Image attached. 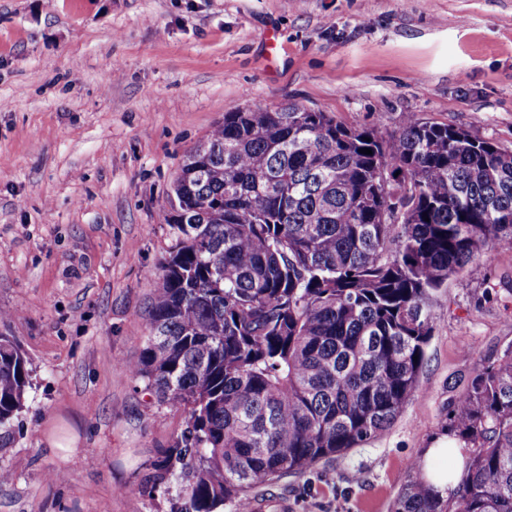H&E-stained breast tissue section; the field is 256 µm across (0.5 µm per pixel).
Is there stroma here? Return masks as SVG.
Instances as JSON below:
<instances>
[{
	"mask_svg": "<svg viewBox=\"0 0 512 512\" xmlns=\"http://www.w3.org/2000/svg\"><path fill=\"white\" fill-rule=\"evenodd\" d=\"M291 104L383 137L412 112L512 150V0H0V334L30 370L0 512H172L176 482L152 478L183 413L125 368L174 244L161 215L227 109ZM432 311L394 424L282 477L265 512H391L448 436L455 383L512 344V252Z\"/></svg>",
	"mask_w": 512,
	"mask_h": 512,
	"instance_id": "35a3bbf8",
	"label": "stroma"
}]
</instances>
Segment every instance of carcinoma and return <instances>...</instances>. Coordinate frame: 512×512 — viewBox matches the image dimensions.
<instances>
[{
	"label": "carcinoma",
	"mask_w": 512,
	"mask_h": 512,
	"mask_svg": "<svg viewBox=\"0 0 512 512\" xmlns=\"http://www.w3.org/2000/svg\"><path fill=\"white\" fill-rule=\"evenodd\" d=\"M364 148L371 153L363 154ZM131 378L183 411L155 478L220 512L385 432L419 387L432 294L512 251V151L402 114L382 137L327 112L233 107L185 157ZM0 336V431L30 384ZM469 456L441 495L419 465L392 512H512V344L448 410Z\"/></svg>",
	"instance_id": "obj_1"
}]
</instances>
